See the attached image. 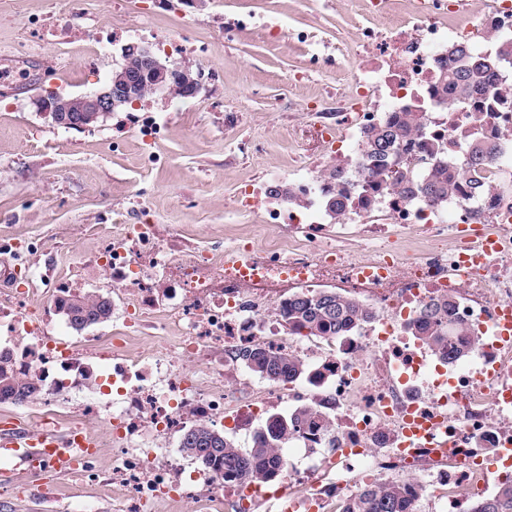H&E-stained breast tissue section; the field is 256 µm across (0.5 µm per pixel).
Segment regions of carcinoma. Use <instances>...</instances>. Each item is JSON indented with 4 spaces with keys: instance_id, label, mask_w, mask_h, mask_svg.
I'll use <instances>...</instances> for the list:
<instances>
[{
    "instance_id": "1",
    "label": "carcinoma",
    "mask_w": 512,
    "mask_h": 512,
    "mask_svg": "<svg viewBox=\"0 0 512 512\" xmlns=\"http://www.w3.org/2000/svg\"><path fill=\"white\" fill-rule=\"evenodd\" d=\"M448 57L454 59L443 73L438 86L440 95L450 97L458 104L476 91L479 86L499 75L501 67L512 62L508 49H493L490 55L473 56L462 47L448 48ZM413 120L386 123L366 134L365 153L380 168L371 171L380 182L390 181L402 196L422 194L434 201L448 196V169L437 166L425 178L418 180L409 167H399L392 174L382 170L392 146L410 137ZM487 149L471 144L467 149V165L478 169L485 165ZM58 310L70 327L81 331L104 323L112 317V304L101 294L65 293L56 301ZM448 299L433 302L425 307L426 320L415 328V335L435 350H441L450 360L466 357L465 350L451 340ZM369 313L355 302L334 290H314L293 294L282 307V322L290 331L308 330L312 336H343L359 323L367 320ZM242 361L253 373L265 379L294 378L303 373L301 364L287 354L270 349L244 350ZM44 378L29 370L21 357L12 354L0 356V403L30 402L44 390ZM309 433L328 429L326 420L307 411L293 416L281 415L264 427L247 451L239 450L224 433L208 421L193 423L182 435L180 448L183 453L199 463L205 470L220 477L225 483L246 481L260 483L275 476L281 465L276 449L288 445V439L297 431ZM412 495L402 483H391L382 488L364 486L348 499L341 512H413ZM474 512H512V482L502 485L492 496L478 500Z\"/></svg>"
}]
</instances>
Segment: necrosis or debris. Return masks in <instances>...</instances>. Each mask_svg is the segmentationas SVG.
<instances>
[{"label":"necrosis or debris","instance_id":"4bbe7bcc","mask_svg":"<svg viewBox=\"0 0 512 512\" xmlns=\"http://www.w3.org/2000/svg\"><path fill=\"white\" fill-rule=\"evenodd\" d=\"M510 38L512 6L503 0H486L472 13L454 0H413L397 24L364 32L352 91L290 115L320 148L295 182L294 200L278 201L262 182L239 194L240 208L277 225L275 239L257 247L231 238L216 261L159 224H136L113 238L108 269L141 319L155 317L158 280L187 308L178 342L140 366L118 338L94 339L78 355L44 336L38 362L50 378V405L90 379L85 358L109 360L112 409L92 403L88 410L91 419L112 422L111 486L135 498L137 512L182 484L173 458L146 454L149 434L167 439L192 420L219 415L253 436L283 405L326 416L327 433L296 436L324 456L285 459L266 484L225 485L207 476L206 485L223 487L226 512H251L257 502L274 503L278 512H332L353 483L380 486L398 477L414 502L430 496L440 512H474L478 498L512 478V107L499 105L512 84L486 85L464 112L448 109L437 93L449 41L479 50ZM407 111L417 119L414 144L391 158L421 174L447 158V203L377 187L365 152L345 149ZM474 140L492 157L471 172L462 158ZM325 164L344 173L352 196L342 218L346 247L335 243L320 206L335 189L317 174ZM323 274L339 279L343 294L372 319L345 336L285 333L281 305ZM445 296L453 300V341L474 346L460 361L410 331L422 308ZM251 346L295 356L307 376L247 378L239 353Z\"/></svg>","mask_w":512,"mask_h":512}]
</instances>
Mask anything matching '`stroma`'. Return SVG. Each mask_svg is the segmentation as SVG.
Segmentation results:
<instances>
[{
    "label": "stroma",
    "mask_w": 512,
    "mask_h": 512,
    "mask_svg": "<svg viewBox=\"0 0 512 512\" xmlns=\"http://www.w3.org/2000/svg\"><path fill=\"white\" fill-rule=\"evenodd\" d=\"M286 37L272 38L268 23ZM368 0H0V304L25 291L18 316L41 335L79 346L125 337L142 361L178 339L177 327L127 338V296L103 269L105 248L124 224H162L195 250L220 258L253 214L236 210L245 185L292 183L309 159L288 129L289 113L325 103L359 61L358 36L383 25ZM135 42L199 73L198 97L146 95L86 129L38 112L49 93L103 88ZM338 70L315 69L316 59ZM239 113L238 126L226 113ZM96 291L118 309L73 330L56 309L61 289ZM53 428L86 425L98 450L85 476L27 473L13 460L0 476V512H128L107 490L112 438L86 423L78 396L59 398Z\"/></svg>",
    "instance_id": "obj_1"
}]
</instances>
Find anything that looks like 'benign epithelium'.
I'll list each match as a JSON object with an SVG mask.
<instances>
[{
	"label": "benign epithelium",
	"mask_w": 512,
	"mask_h": 512,
	"mask_svg": "<svg viewBox=\"0 0 512 512\" xmlns=\"http://www.w3.org/2000/svg\"><path fill=\"white\" fill-rule=\"evenodd\" d=\"M121 57L124 60L137 57L144 63L145 72L155 75L152 84L154 92L166 90L167 77L174 72L179 74V82L186 87L190 96L196 97L201 91L200 80L193 77L189 69L181 65L172 67L162 63L145 45L129 43L122 48ZM139 92L140 85L124 70L109 80L102 89L66 97L58 93L41 95L35 99V105L38 111L51 116L57 125L67 129H83L87 127L88 114L106 118L117 107L136 102Z\"/></svg>",
	"instance_id": "1"
}]
</instances>
